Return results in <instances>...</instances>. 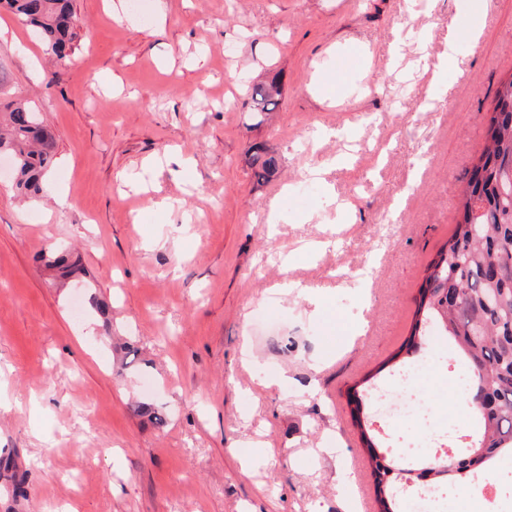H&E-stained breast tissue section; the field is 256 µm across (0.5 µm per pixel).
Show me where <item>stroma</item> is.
<instances>
[{"label": "stroma", "instance_id": "35a3bbf8", "mask_svg": "<svg viewBox=\"0 0 512 512\" xmlns=\"http://www.w3.org/2000/svg\"><path fill=\"white\" fill-rule=\"evenodd\" d=\"M481 1L444 95L420 58L437 63L474 0L414 19L405 0H74L62 66L0 9V101L35 105L56 135L39 199L0 178V448L29 470L23 512H344L345 482L377 512L354 420L371 395L355 385L387 380L406 349L512 77V0ZM367 51L327 97L320 76ZM269 74L282 99L258 126L247 87ZM336 127L349 139H315ZM257 141L280 163L263 185L245 162ZM52 248L80 254L81 292L41 266ZM92 294L108 317L76 305ZM421 343L419 389L441 420L474 414L434 365L453 343Z\"/></svg>", "mask_w": 512, "mask_h": 512}]
</instances>
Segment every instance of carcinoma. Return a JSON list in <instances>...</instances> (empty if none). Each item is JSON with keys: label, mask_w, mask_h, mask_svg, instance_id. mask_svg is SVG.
<instances>
[{"label": "carcinoma", "mask_w": 512, "mask_h": 512, "mask_svg": "<svg viewBox=\"0 0 512 512\" xmlns=\"http://www.w3.org/2000/svg\"><path fill=\"white\" fill-rule=\"evenodd\" d=\"M19 21L41 38L58 64L75 53V24L71 0H0ZM250 111L258 122L280 104L277 76L249 87ZM6 132H0V154L13 161L14 188L29 200L40 197L45 177L55 159V138L41 137L33 128L42 125L29 105L8 102L3 106ZM250 168L256 183L269 181L278 161L263 143L251 148ZM512 80L500 84L485 130L484 145L459 201L460 218L451 238L428 265L427 288L421 292L417 319L408 348L429 324L455 344L467 367L470 386L485 392L477 408L479 438L455 456L454 471L431 462L424 475L466 487L477 474H485L501 453L512 454ZM55 278L69 281L83 271L81 259L68 250L42 255ZM377 488V512H399L396 489L402 484L397 461L372 453ZM26 469L15 453L0 448V495L13 500L26 497Z\"/></svg>", "instance_id": "cac0c4a2"}]
</instances>
